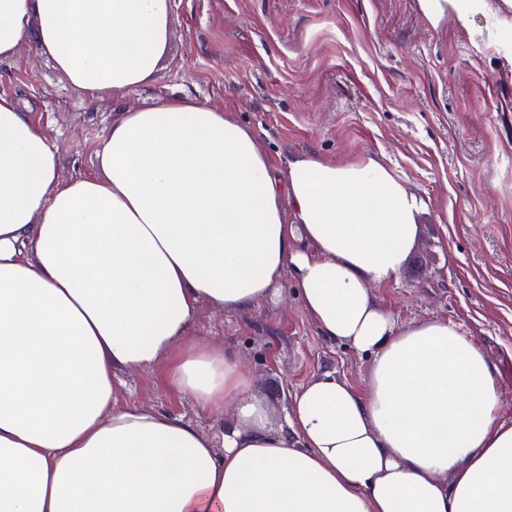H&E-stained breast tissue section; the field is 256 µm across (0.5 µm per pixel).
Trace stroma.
<instances>
[{
	"instance_id": "obj_1",
	"label": "stroma",
	"mask_w": 512,
	"mask_h": 512,
	"mask_svg": "<svg viewBox=\"0 0 512 512\" xmlns=\"http://www.w3.org/2000/svg\"><path fill=\"white\" fill-rule=\"evenodd\" d=\"M160 78L131 94H175L236 112L281 162L380 160L423 201L399 277L376 293L400 320H451L499 373L512 422V0L468 24H438L418 0H171ZM0 95L23 100L60 150L61 179L95 170L116 110L73 90L34 44L0 63ZM191 341L232 348L280 424L293 394L330 371L362 387L366 358L324 339L292 274L246 311L202 306ZM120 401L195 423L224 449L226 415L201 414L165 366L123 372Z\"/></svg>"
}]
</instances>
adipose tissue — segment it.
I'll list each match as a JSON object with an SVG mask.
<instances>
[{"label": "adipose tissue", "mask_w": 512, "mask_h": 512, "mask_svg": "<svg viewBox=\"0 0 512 512\" xmlns=\"http://www.w3.org/2000/svg\"><path fill=\"white\" fill-rule=\"evenodd\" d=\"M170 0H0V60L34 42L76 91L121 111L98 169L69 180L45 128L0 95V512H512V423L460 324L400 321L376 288L421 202L381 162L280 166L236 113L154 83ZM294 269L321 335L367 360L323 373L283 426L201 304L245 310ZM166 363L200 410L233 408L224 451L118 403L117 374Z\"/></svg>", "instance_id": "adipose-tissue-1"}]
</instances>
